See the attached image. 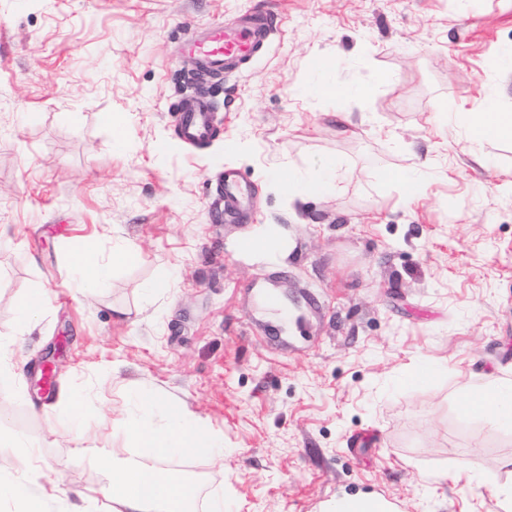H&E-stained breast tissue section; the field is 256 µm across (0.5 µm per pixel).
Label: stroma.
<instances>
[{
    "instance_id": "stroma-1",
    "label": "stroma",
    "mask_w": 512,
    "mask_h": 512,
    "mask_svg": "<svg viewBox=\"0 0 512 512\" xmlns=\"http://www.w3.org/2000/svg\"><path fill=\"white\" fill-rule=\"evenodd\" d=\"M257 4L0 0V342L23 365L0 375V436L36 446L43 483L80 506L106 482L97 457L137 454L112 431L130 409L118 364L223 435L229 512H330L354 493L502 512L512 431L457 407L512 378V140L470 142L466 120L512 111V0H271L265 52L207 80L214 139L186 144L188 33ZM320 81L348 93L305 94ZM244 136L250 153L225 154ZM326 156L337 189L288 200L276 176ZM417 166L421 193L403 201L385 174ZM227 170L250 197L219 217ZM264 224L287 266L240 250ZM80 243L130 253L91 295ZM37 289L48 304L24 333L16 303ZM419 362L432 385L406 383ZM66 392L82 424L48 416Z\"/></svg>"
}]
</instances>
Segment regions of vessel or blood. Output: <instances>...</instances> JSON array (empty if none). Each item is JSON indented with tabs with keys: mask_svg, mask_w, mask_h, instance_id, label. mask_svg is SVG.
I'll use <instances>...</instances> for the list:
<instances>
[{
	"mask_svg": "<svg viewBox=\"0 0 512 512\" xmlns=\"http://www.w3.org/2000/svg\"><path fill=\"white\" fill-rule=\"evenodd\" d=\"M270 33V27L261 19L246 18L223 27L191 33L184 47L196 57L201 69L216 74L257 56ZM177 132L191 145L210 141L216 127L208 104L201 102L179 111ZM395 508V503L388 500L357 499L342 503L340 512H394Z\"/></svg>",
	"mask_w": 512,
	"mask_h": 512,
	"instance_id": "b4317fda",
	"label": "vessel or blood"
}]
</instances>
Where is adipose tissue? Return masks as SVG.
<instances>
[{"label": "adipose tissue", "instance_id": "adipose-tissue-1", "mask_svg": "<svg viewBox=\"0 0 512 512\" xmlns=\"http://www.w3.org/2000/svg\"><path fill=\"white\" fill-rule=\"evenodd\" d=\"M318 176L304 178L296 172L281 176L289 198L325 193L338 171L335 158L319 163ZM134 409L123 421L126 434L143 454L120 462L101 460L108 482L99 497L84 498L77 512H95L98 500H106L107 512H197L200 485L179 477L164 464L173 458L191 459L209 453L216 469L224 467L223 436L201 430L190 411L178 401L169 402L153 393H133ZM461 414L492 419L512 426V381L490 379L479 392L470 394L459 406ZM22 478L0 474V502L7 500L16 512H50L54 493L38 480L40 456L29 450L20 460Z\"/></svg>", "mask_w": 512, "mask_h": 512}]
</instances>
